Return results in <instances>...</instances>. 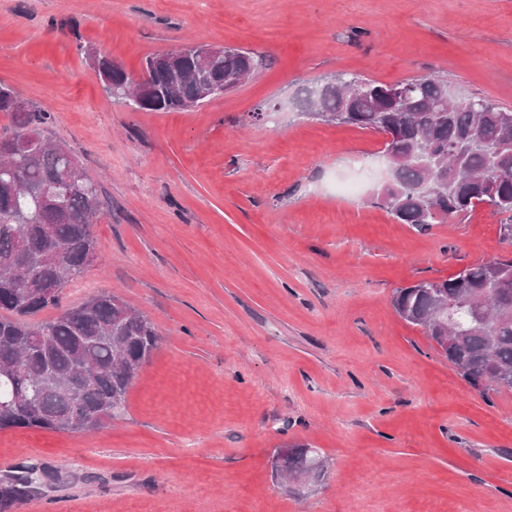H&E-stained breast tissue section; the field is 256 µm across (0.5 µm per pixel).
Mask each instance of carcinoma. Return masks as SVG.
I'll return each instance as SVG.
<instances>
[{"label":"carcinoma","instance_id":"obj_1","mask_svg":"<svg viewBox=\"0 0 512 512\" xmlns=\"http://www.w3.org/2000/svg\"><path fill=\"white\" fill-rule=\"evenodd\" d=\"M104 91L132 111L179 112L208 101L206 86L226 92L241 74L264 67L255 53L231 48L201 60L179 53L146 57L144 100L123 98L131 75L112 59L93 62ZM17 94L0 82V383L16 401L0 405V430L34 428L76 433L98 427L125 408L136 371L158 343L153 322L110 291L65 305L96 255L93 233L101 213L97 184L67 146L49 137L51 113L14 106ZM309 116L392 135L389 186L371 202L401 224L426 229L484 206L506 216L500 234L512 239V112L482 98L448 92L431 75L382 83L336 75L303 88ZM424 149L444 173L407 161ZM448 297V332L458 341L446 357L473 387L512 390V258L471 266L444 280L423 279L396 290L402 320L435 333L429 316ZM53 310L48 320L37 315ZM310 448L288 449V469L317 472ZM36 467L21 465L0 481V512L34 492Z\"/></svg>","mask_w":512,"mask_h":512}]
</instances>
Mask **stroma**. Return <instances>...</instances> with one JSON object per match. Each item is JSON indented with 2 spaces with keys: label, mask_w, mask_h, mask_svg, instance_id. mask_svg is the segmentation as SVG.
I'll return each instance as SVG.
<instances>
[{
  "label": "stroma",
  "mask_w": 512,
  "mask_h": 512,
  "mask_svg": "<svg viewBox=\"0 0 512 512\" xmlns=\"http://www.w3.org/2000/svg\"><path fill=\"white\" fill-rule=\"evenodd\" d=\"M189 40L267 65L133 112L88 58L137 75ZM342 73L512 109V0H0V81L51 112L102 201L66 300L115 292L159 336L105 427L0 431V476L43 473L10 512H512V391L471 387L393 307L512 241L484 207L420 230L372 205L383 134L294 106ZM293 445L319 477L276 476Z\"/></svg>",
  "instance_id": "1"
}]
</instances>
